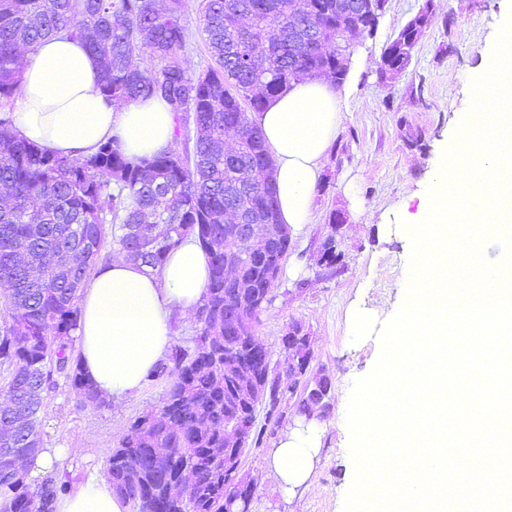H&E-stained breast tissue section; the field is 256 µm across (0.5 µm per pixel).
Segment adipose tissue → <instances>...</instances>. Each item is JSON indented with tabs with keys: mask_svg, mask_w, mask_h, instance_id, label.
I'll return each instance as SVG.
<instances>
[{
	"mask_svg": "<svg viewBox=\"0 0 512 512\" xmlns=\"http://www.w3.org/2000/svg\"><path fill=\"white\" fill-rule=\"evenodd\" d=\"M96 59L76 41L42 43L24 66L14 96V128L41 147L89 155L119 139L130 160L153 155L170 142L174 115L165 103L144 99L111 104L98 87ZM344 100L335 85L309 79L292 84L257 117L275 161L280 219L291 234L312 222L322 161L336 137ZM209 276V259L187 237L159 273L113 253L84 288L77 353L86 376L107 398L140 391L166 355L174 316L192 315ZM322 427L284 433L263 467L284 495L308 481L321 459ZM57 512H128L106 482L90 481L57 503Z\"/></svg>",
	"mask_w": 512,
	"mask_h": 512,
	"instance_id": "obj_1",
	"label": "adipose tissue"
}]
</instances>
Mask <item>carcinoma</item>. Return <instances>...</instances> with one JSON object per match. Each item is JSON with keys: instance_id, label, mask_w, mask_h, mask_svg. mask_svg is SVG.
Masks as SVG:
<instances>
[{"instance_id": "carcinoma-1", "label": "carcinoma", "mask_w": 512, "mask_h": 512, "mask_svg": "<svg viewBox=\"0 0 512 512\" xmlns=\"http://www.w3.org/2000/svg\"><path fill=\"white\" fill-rule=\"evenodd\" d=\"M185 0H0V440L25 456L43 446L38 415L58 378L85 401L111 407L85 379L75 354L79 290L105 250L151 271L161 269L188 235L210 258L194 318L193 348L171 347L153 375L170 378L157 415L138 417L108 451L106 477L136 512H224V413L231 391L224 355L244 356L253 338H224V318L273 287L283 265V232L274 161L253 114L291 83L347 77L336 33L360 38L374 0H199L211 59L190 74L179 53L190 45ZM52 37L82 43L98 60L110 102L156 98L174 114L173 140L139 163L118 139L86 156L49 151L18 135L10 103L25 55ZM420 35L405 28L385 46L378 79L412 60ZM270 225L259 259L224 237V219ZM245 255L239 276L224 281V252ZM42 258L33 277L22 257ZM280 385L264 401L265 421L279 422ZM256 409L240 408L247 443L260 441ZM162 449L164 461L150 460ZM184 470L192 482L169 483ZM68 485L53 477L31 487L15 462L0 460V494L9 512H55Z\"/></svg>"}]
</instances>
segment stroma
I'll use <instances>...</instances> for the list:
<instances>
[{"label":"stroma","instance_id":"obj_1","mask_svg":"<svg viewBox=\"0 0 512 512\" xmlns=\"http://www.w3.org/2000/svg\"><path fill=\"white\" fill-rule=\"evenodd\" d=\"M424 2L389 0L373 35L352 43L342 121L315 190L313 222L293 237L272 301L258 317L255 334L279 371L286 367L282 337L288 326L305 325L313 339L312 368L328 375L331 389L320 419L322 460L293 502L262 480L261 468L281 435L301 423L297 401L283 400L280 423L266 425L262 443L247 449L241 474L253 487L250 512H344L354 475L348 402L355 381L371 372L381 351L377 334L353 340L351 313L364 311L381 324L400 308L411 241L399 224L418 221L443 152L471 109L470 82L480 75L500 26L512 17V0H432L431 20L410 66L381 83L377 71L384 47ZM184 19L191 46L181 60L195 74L209 63L197 0H186ZM415 136L422 146L412 145ZM336 211L347 217L337 272L319 261L329 215ZM166 386L165 378L147 379L136 396L101 411L60 382L45 397L41 414L45 447L62 451L55 478L73 486L91 476L105 479L107 449L133 419L159 411Z\"/></svg>","mask_w":512,"mask_h":512}]
</instances>
